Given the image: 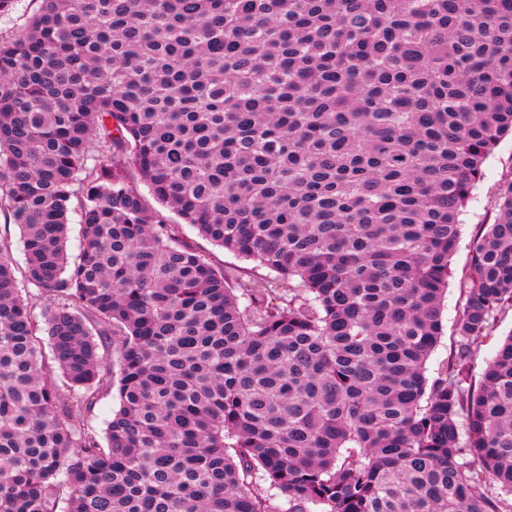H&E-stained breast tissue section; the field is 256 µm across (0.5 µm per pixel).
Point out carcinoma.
I'll return each mask as SVG.
<instances>
[{
	"label": "carcinoma",
	"mask_w": 512,
	"mask_h": 512,
	"mask_svg": "<svg viewBox=\"0 0 512 512\" xmlns=\"http://www.w3.org/2000/svg\"><path fill=\"white\" fill-rule=\"evenodd\" d=\"M508 133L512 0H39L0 34V512H512V335L471 369L512 179L425 375ZM512 178V136H505L484 164V178L473 190L472 197L461 213L462 234L455 254L451 259L454 272L441 303L443 335L426 363V376L432 381L446 367L457 336L454 324L461 305L462 292L458 278L468 261L472 233L481 224H491L495 217L496 189L503 181ZM186 238L193 243L199 251L207 255L216 265L224 268V274L229 279H236L246 272L251 273L252 277L264 278L267 270L256 267L255 263L241 259L232 253L224 251L222 248L213 245L211 242L202 238L196 229L185 226ZM119 407L117 385L99 394L96 404L90 413L89 422L103 436L107 422L112 418V411Z\"/></svg>",
	"instance_id": "obj_1"
}]
</instances>
